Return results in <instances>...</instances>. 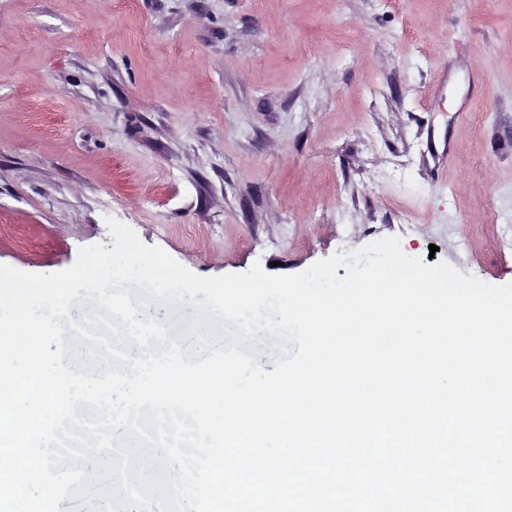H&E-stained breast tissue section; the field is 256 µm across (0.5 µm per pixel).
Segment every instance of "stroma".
<instances>
[{
  "label": "stroma",
  "mask_w": 512,
  "mask_h": 512,
  "mask_svg": "<svg viewBox=\"0 0 512 512\" xmlns=\"http://www.w3.org/2000/svg\"><path fill=\"white\" fill-rule=\"evenodd\" d=\"M110 217L203 277L395 237L512 283V0H0V264Z\"/></svg>",
  "instance_id": "35a3bbf8"
}]
</instances>
